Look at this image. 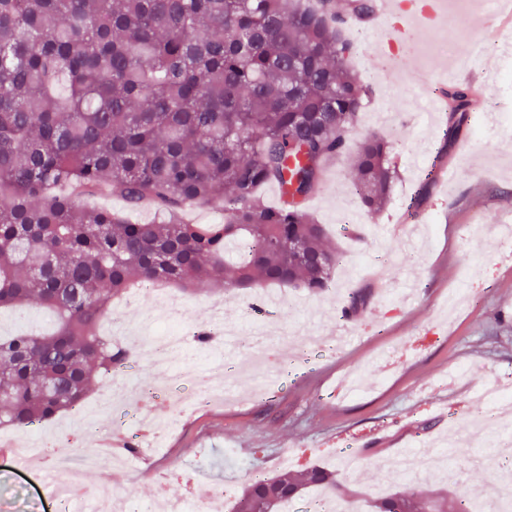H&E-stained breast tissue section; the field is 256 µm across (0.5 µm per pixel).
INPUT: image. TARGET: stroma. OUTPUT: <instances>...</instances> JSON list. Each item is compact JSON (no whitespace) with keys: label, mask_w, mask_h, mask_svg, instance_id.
Returning <instances> with one entry per match:
<instances>
[{"label":"stroma","mask_w":512,"mask_h":512,"mask_svg":"<svg viewBox=\"0 0 512 512\" xmlns=\"http://www.w3.org/2000/svg\"><path fill=\"white\" fill-rule=\"evenodd\" d=\"M474 29L472 16L460 14L454 28L426 34L425 55L391 74L371 71L374 43L364 37L352 66L369 94L347 134L349 152L328 166L306 203L327 226L341 259L325 292L290 289L296 303L278 316L298 337L292 349H275L270 391L258 396L247 378L232 379L223 399L187 409L162 446L126 469L54 471V456L94 448L96 432L110 428L112 419L101 415L94 427H77L71 441L49 422L44 430L53 446L40 467L58 487H108L142 512H155L176 488L197 499L220 486L230 498L257 477L309 465L334 471L338 485L356 492L359 507L380 485L388 491L444 488L457 501L488 482L490 446L469 449L465 465L445 478L391 472L406 451L454 456L449 433L465 437L474 421L499 425L490 408L473 405L472 395L493 376L512 382V251L502 247L496 229L499 218L512 215V131L497 123L498 113H512V90L488 82L470 109V125L449 146L438 133L445 113L414 109L430 87L443 85L450 68L439 44L454 45ZM375 133L391 142L399 173L389 204L377 215L354 192L350 157ZM473 224L483 225L482 235L467 236ZM359 288L370 293L359 312L368 331L309 363L312 340L338 325ZM267 290L280 292L264 283L234 291L214 283L184 292V325L210 328L211 307H223L225 322L237 328L224 355L246 362L265 321L246 307L254 293ZM351 376L365 391L346 399L339 389ZM157 467L172 485L157 483ZM0 512H52L43 478L19 486L1 456Z\"/></svg>","instance_id":"1"}]
</instances>
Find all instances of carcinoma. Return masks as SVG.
Masks as SVG:
<instances>
[{"label":"carcinoma","mask_w":512,"mask_h":512,"mask_svg":"<svg viewBox=\"0 0 512 512\" xmlns=\"http://www.w3.org/2000/svg\"><path fill=\"white\" fill-rule=\"evenodd\" d=\"M0 0V310L47 309L53 331L0 336V430L75 409L124 367L101 330L112 299L144 284L181 290L256 280L320 292L338 256L305 210L346 146L367 86L350 67L351 0ZM448 140L468 121L469 90L448 87ZM392 145L357 149L353 187L381 210L398 177ZM268 184L284 189L264 204ZM108 191L163 219L142 224L72 194ZM224 210L193 224L183 205ZM249 242L246 259L228 257ZM296 241L302 251L288 249ZM345 512L334 472L312 466L257 479L231 512H283L307 488ZM373 512H448V494L379 498Z\"/></svg>","instance_id":"cac0c4a2"}]
</instances>
